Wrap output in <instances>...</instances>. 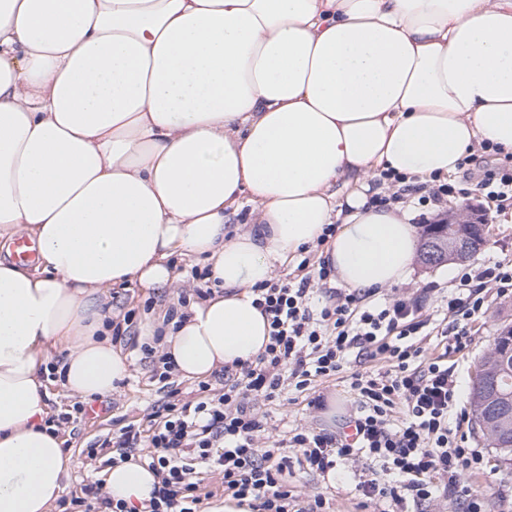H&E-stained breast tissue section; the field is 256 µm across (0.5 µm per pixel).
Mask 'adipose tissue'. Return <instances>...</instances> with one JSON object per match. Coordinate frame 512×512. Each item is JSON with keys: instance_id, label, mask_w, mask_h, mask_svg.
<instances>
[{"instance_id": "adipose-tissue-1", "label": "adipose tissue", "mask_w": 512, "mask_h": 512, "mask_svg": "<svg viewBox=\"0 0 512 512\" xmlns=\"http://www.w3.org/2000/svg\"><path fill=\"white\" fill-rule=\"evenodd\" d=\"M477 147L512 152V0H0V241L38 248L0 258V512H51L73 467L46 422L56 350L75 397L129 373L110 289L205 256L217 287L162 351L206 378L264 350L250 287L302 247L341 287L403 281L417 230L371 205L373 171L423 183ZM157 482L133 457L105 473L129 503Z\"/></svg>"}]
</instances>
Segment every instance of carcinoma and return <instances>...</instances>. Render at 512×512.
<instances>
[{"label": "carcinoma", "instance_id": "1", "mask_svg": "<svg viewBox=\"0 0 512 512\" xmlns=\"http://www.w3.org/2000/svg\"><path fill=\"white\" fill-rule=\"evenodd\" d=\"M423 243L436 247L435 264L448 261V238L436 236L425 228ZM497 355L500 364L487 371H476L471 386V407L475 423L485 427L482 434L498 449L504 459L512 457V325H504L494 337L491 348L483 355Z\"/></svg>", "mask_w": 512, "mask_h": 512}]
</instances>
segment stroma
<instances>
[{"instance_id":"1","label":"stroma","mask_w":512,"mask_h":512,"mask_svg":"<svg viewBox=\"0 0 512 512\" xmlns=\"http://www.w3.org/2000/svg\"><path fill=\"white\" fill-rule=\"evenodd\" d=\"M485 217L494 228L488 245L470 260L471 265H488L503 259L512 261V211L496 213L488 210ZM187 276L178 288L168 293H148L137 284L112 289V308L119 314L133 313L134 318L127 331L115 341V348L130 355L132 365L127 378L119 381L111 395L89 400V407L98 409V416H82L74 413L75 398L68 396L60 385L49 388L50 418L59 422L58 435L63 446L74 460V467L65 482L63 499L78 495L84 484L99 479L110 457L108 450H95L99 440L112 435L127 424L147 425L148 416L158 405L167 401L169 389H177L181 397L192 399L198 395V381L171 375L168 382H159L154 375V365L145 359L138 335L144 323L158 316L176 303L179 297L195 298L197 288L203 287L202 274L206 268L203 257L176 255L172 258ZM512 324V296L499 297L489 294L488 309L475 326L473 343L462 353H449L448 361L460 376L458 407L470 411V390L475 367L501 325ZM318 393L328 399L324 410L310 408L306 394L288 392L279 400L261 403V411L267 414V431L277 435L294 427L313 429L335 428L342 416L349 414L353 401L337 386L335 381L322 383ZM473 447L482 449L487 466L483 473L468 476L467 481L482 491L491 512H512V463L503 461L482 434L472 433ZM355 469L343 466L336 477L326 481L308 473L294 472L288 484L294 494L305 499L316 493H324L336 501L338 512H363L357 498L351 494Z\"/></svg>"}]
</instances>
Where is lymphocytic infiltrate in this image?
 <instances>
[{"label": "lymphocytic infiltrate", "mask_w": 512, "mask_h": 512, "mask_svg": "<svg viewBox=\"0 0 512 512\" xmlns=\"http://www.w3.org/2000/svg\"><path fill=\"white\" fill-rule=\"evenodd\" d=\"M497 211L512 208V154L476 184ZM331 270L299 281L270 279L252 286L255 304L269 323L270 340L254 360L224 368L221 389L202 384L195 399L166 401L147 429L128 425L113 437L112 462L143 452L160 481L141 508L112 500L98 483L72 497L70 512H203L200 476L222 473L225 496L250 512H333L328 497L292 494L286 470L322 476L364 462L355 492L375 512L449 501L452 512H487L484 494L468 475L485 468L481 450L461 433L454 410L458 379L442 358L426 356L429 319L424 300L438 296L444 317L441 342L462 352L489 292L512 294V262L465 267L453 288H416L382 303L330 285ZM341 377L354 407L337 429L297 427L264 437L257 402L278 400L287 387L311 392L309 407L324 409L317 382Z\"/></svg>", "instance_id": "lymphocytic-infiltrate-1"}]
</instances>
